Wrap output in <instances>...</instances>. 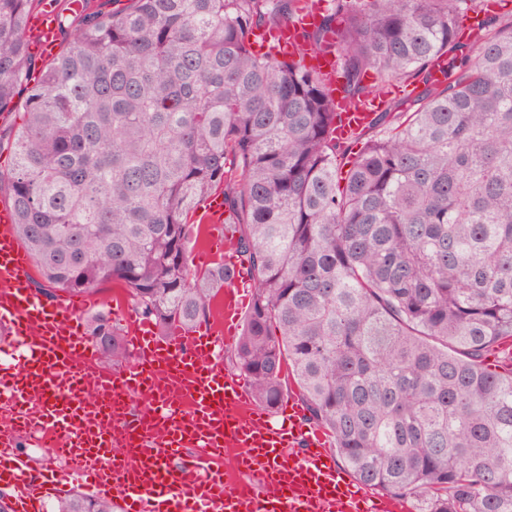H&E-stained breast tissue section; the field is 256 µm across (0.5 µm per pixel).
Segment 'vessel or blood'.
Here are the masks:
<instances>
[{"mask_svg":"<svg viewBox=\"0 0 512 512\" xmlns=\"http://www.w3.org/2000/svg\"><path fill=\"white\" fill-rule=\"evenodd\" d=\"M58 0H40L27 23L28 50L41 59L59 45ZM318 19L310 12L279 34L281 48L301 43ZM328 91L338 77L333 41L307 59ZM374 92L353 107L337 100L338 135L365 128L387 98ZM14 210L0 203V485L16 512H43L45 498L71 478L89 491L116 493L123 512H403L390 498L352 492L325 435L302 426L296 403L281 414L259 407L222 356L240 329L248 276L229 262L220 313L202 328L156 335L151 323L125 314L135 360L118 372L101 368L84 333L83 302L46 303L31 289L30 262L12 231ZM142 413H133L134 400ZM52 449L58 467L35 476L17 450L22 436ZM195 449L201 475L181 467Z\"/></svg>","mask_w":512,"mask_h":512,"instance_id":"b4317fda","label":"vessel or blood"}]
</instances>
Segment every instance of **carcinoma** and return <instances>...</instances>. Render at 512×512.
<instances>
[{
	"label": "carcinoma",
	"instance_id": "carcinoma-1",
	"mask_svg": "<svg viewBox=\"0 0 512 512\" xmlns=\"http://www.w3.org/2000/svg\"><path fill=\"white\" fill-rule=\"evenodd\" d=\"M34 2L0 0V192L50 295L117 282L163 336L207 322L224 258L197 270L187 244L218 192L253 399L274 409L293 380L353 477L419 512H512V373L485 364L512 343V17L466 44L459 14L484 0H324L271 55L256 34L316 0H81L35 77ZM328 33L346 101L417 89L349 142L305 64ZM89 336L129 360L108 312ZM55 512L116 505L76 490ZM323 6V3L316 2L312 12L304 15L298 23L289 26L279 33L281 49H291L294 45H298L304 40V33L316 23L319 11Z\"/></svg>",
	"mask_w": 512,
	"mask_h": 512
}]
</instances>
